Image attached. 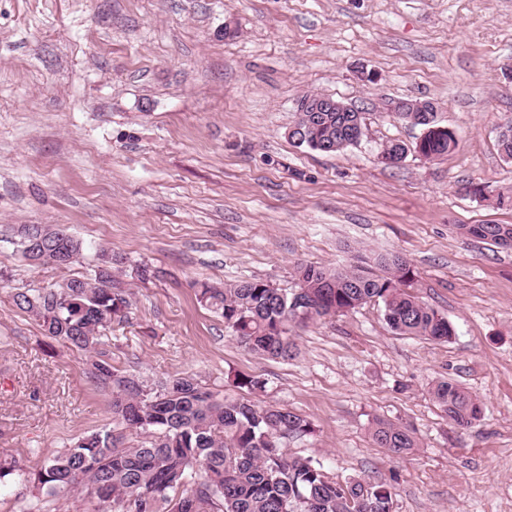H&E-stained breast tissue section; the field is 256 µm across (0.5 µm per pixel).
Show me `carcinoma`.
Listing matches in <instances>:
<instances>
[{"label":"carcinoma","mask_w":512,"mask_h":512,"mask_svg":"<svg viewBox=\"0 0 512 512\" xmlns=\"http://www.w3.org/2000/svg\"><path fill=\"white\" fill-rule=\"evenodd\" d=\"M361 112H319L309 139L301 145L322 150V142L341 151L354 145L351 131L364 126ZM451 131L425 136L413 152L435 159L454 150ZM499 149L512 159V121L502 126ZM505 224H473L465 232L495 240ZM83 242L58 225L43 243L47 250ZM102 265L90 279H71L59 288L12 294L14 305L35 317L46 335L91 361L94 377L112 386V414L118 433H92L63 453L43 457L38 470L27 473L0 458V481L21 479L45 496L84 490L98 512H392L393 486L385 481L328 476L321 462L294 458L282 440L312 431L304 417L276 405L258 406L245 398L218 397L191 376L175 377L155 387L122 372L101 358V330L125 317L127 294L107 287L109 263L119 259L101 252ZM299 288L288 293L260 279L216 288L196 283L198 300L224 317L231 335L248 350L271 359L295 352L291 328L321 317L347 313L361 305L383 304L388 327L403 336L448 341L455 330L434 307L409 291L414 272L397 254L360 258L335 269L302 265ZM431 397L448 419L466 428L479 420L482 407L459 383L441 380ZM145 435L126 445L127 435ZM371 439L388 454L418 447L412 429L383 419L373 422Z\"/></svg>","instance_id":"1"}]
</instances>
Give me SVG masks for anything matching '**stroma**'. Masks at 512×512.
<instances>
[{"mask_svg":"<svg viewBox=\"0 0 512 512\" xmlns=\"http://www.w3.org/2000/svg\"><path fill=\"white\" fill-rule=\"evenodd\" d=\"M234 36H224V28ZM512 0H0V454L36 470L84 434L109 431L112 390L88 356L19 310L18 288L88 273L122 255L130 305L107 327L112 364L145 384L183 375L311 421L292 456L337 481L386 480L393 512H512V249L461 235L512 224ZM318 93L355 105L362 140L323 154L288 136ZM433 102L456 148L379 162L419 131L390 100ZM484 186L488 199L461 193ZM26 224H61L85 245L67 269L29 265ZM394 253L412 291L453 324L451 341L393 333L367 303L293 338L287 361L255 355L196 281L261 279L293 291L302 264ZM155 275L140 279L139 265ZM244 374L263 390L243 393ZM483 404L463 431L430 396L443 379ZM410 426L417 448L387 456L374 419ZM95 500L0 486V512H94Z\"/></svg>","mask_w":512,"mask_h":512,"instance_id":"stroma-1","label":"stroma"}]
</instances>
